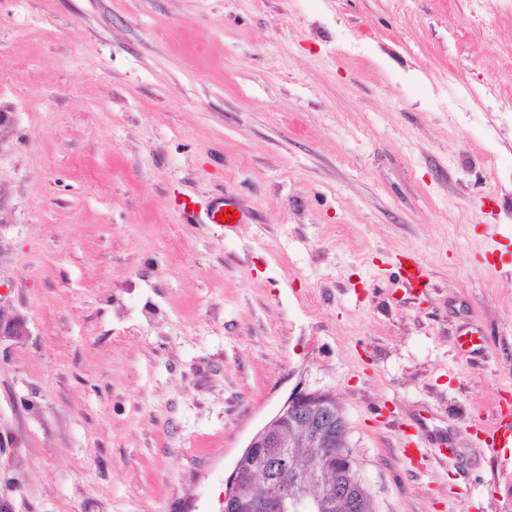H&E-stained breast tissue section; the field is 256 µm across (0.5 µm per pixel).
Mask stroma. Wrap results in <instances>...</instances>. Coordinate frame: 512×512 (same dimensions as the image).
<instances>
[{"label": "stroma", "mask_w": 512, "mask_h": 512, "mask_svg": "<svg viewBox=\"0 0 512 512\" xmlns=\"http://www.w3.org/2000/svg\"><path fill=\"white\" fill-rule=\"evenodd\" d=\"M508 243L512 0H0V512H224L297 388L377 512H512ZM476 434L480 447L487 448L489 451L512 446V415L509 411L503 412L500 401L494 419L477 428ZM421 425L418 422H411L401 428L400 448L402 455L409 460H413L416 453H421L419 447V428ZM413 430V432L411 431Z\"/></svg>", "instance_id": "stroma-1"}]
</instances>
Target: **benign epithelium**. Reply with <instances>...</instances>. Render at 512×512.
Masks as SVG:
<instances>
[{"mask_svg": "<svg viewBox=\"0 0 512 512\" xmlns=\"http://www.w3.org/2000/svg\"><path fill=\"white\" fill-rule=\"evenodd\" d=\"M27 334L24 319L0 320V339ZM296 448L311 449L302 463ZM312 487L322 495L309 497ZM372 504L338 405L326 393L302 389L249 439L224 490V512H367Z\"/></svg>", "mask_w": 512, "mask_h": 512, "instance_id": "benign-epithelium-1", "label": "benign epithelium"}]
</instances>
